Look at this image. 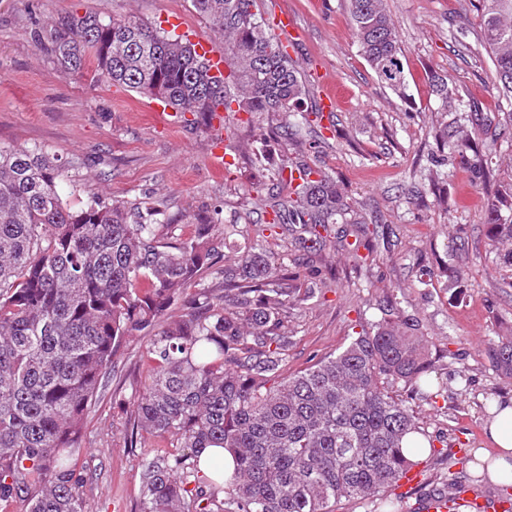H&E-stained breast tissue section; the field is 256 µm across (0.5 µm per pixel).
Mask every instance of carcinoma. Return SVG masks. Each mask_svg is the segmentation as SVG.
<instances>
[{
    "instance_id": "carcinoma-1",
    "label": "carcinoma",
    "mask_w": 512,
    "mask_h": 512,
    "mask_svg": "<svg viewBox=\"0 0 512 512\" xmlns=\"http://www.w3.org/2000/svg\"><path fill=\"white\" fill-rule=\"evenodd\" d=\"M192 3L224 36L232 60L225 77L212 76L189 42L132 17L68 12L50 24L51 53L77 72L92 62L96 81L188 112L194 126L218 119L230 133L245 124L251 150L267 160L282 140L305 153L309 115L322 113L304 109L308 90L257 0ZM475 7L493 87L512 117V0ZM348 8L368 65L405 96L386 0H348ZM430 85L440 111L453 115L436 127L431 188L440 190L435 167L450 156L474 182L489 183L487 150L469 129L477 107L445 75L431 74ZM270 172L259 202L272 223L224 225V295L214 297L201 283L219 253L208 213L184 240L178 225L147 224L119 200L72 205L61 194V165L38 149L0 144V512H85L74 459L84 418L127 339L157 325L130 400L129 444L158 439L176 452L140 461V512H333L343 498L402 512L407 496L395 488L404 471L443 455L409 401L440 410L432 342L390 294L378 304L380 319L358 323L347 345L282 376L290 311L325 297L332 282L323 266L336 250L348 249L352 266L367 271L373 248L363 213L331 174L289 159L270 163ZM484 221L488 252L512 270V250L501 249L512 240V183L495 185ZM276 226L312 263L310 286L263 248ZM242 232L253 243L231 241ZM190 288L198 297L188 301ZM488 349L512 376V343ZM399 383L408 397L394 390ZM205 448L228 449L232 473L213 457L223 480L204 478Z\"/></svg>"
}]
</instances>
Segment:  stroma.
<instances>
[{
  "instance_id": "stroma-1",
  "label": "stroma",
  "mask_w": 512,
  "mask_h": 512,
  "mask_svg": "<svg viewBox=\"0 0 512 512\" xmlns=\"http://www.w3.org/2000/svg\"><path fill=\"white\" fill-rule=\"evenodd\" d=\"M261 3L263 11H286L297 20L290 56L309 90L308 105L319 106L326 92L337 95L322 120L319 148L302 160L326 169L351 201L362 204L375 244L369 274L338 257L336 288L291 315L285 370L305 369L314 357L349 343L355 321L379 318L377 301L395 292L404 317L419 320L424 336L444 352L436 362L438 377L448 384L440 410L413 403L430 434L447 442L446 457L426 467L425 479L440 489L462 477L498 494L499 485L478 479L473 463H458L455 453L459 446L472 452L484 443L489 399L512 396V378L496 369L488 352L489 344L512 341V270L497 267L487 251L488 188L448 162L441 168L446 201L440 204L424 176L442 119L430 72L447 75L475 104L480 123L502 118L473 0H387L405 56L402 97L365 61L346 0ZM71 10L133 16L157 28L178 16L189 33L224 46L191 0H0V142L59 160L70 202L117 199L145 213L159 209L185 237L202 210L213 216L219 233L228 224L267 221L257 205V190L269 181L267 163L250 155L231 170L217 169L207 130L170 126L160 101L95 82L91 70L75 73L55 61L43 33ZM446 264L461 271L463 298L451 295ZM146 344L138 336L121 348L85 420L76 458L86 477V512H139V458L171 450L165 441L143 449L127 441L129 399L145 373Z\"/></svg>"
}]
</instances>
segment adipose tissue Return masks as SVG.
<instances>
[{
    "instance_id": "obj_1",
    "label": "adipose tissue",
    "mask_w": 512,
    "mask_h": 512,
    "mask_svg": "<svg viewBox=\"0 0 512 512\" xmlns=\"http://www.w3.org/2000/svg\"><path fill=\"white\" fill-rule=\"evenodd\" d=\"M488 448L477 449L475 458L492 483L512 482V399L503 402L498 415L487 422Z\"/></svg>"
}]
</instances>
